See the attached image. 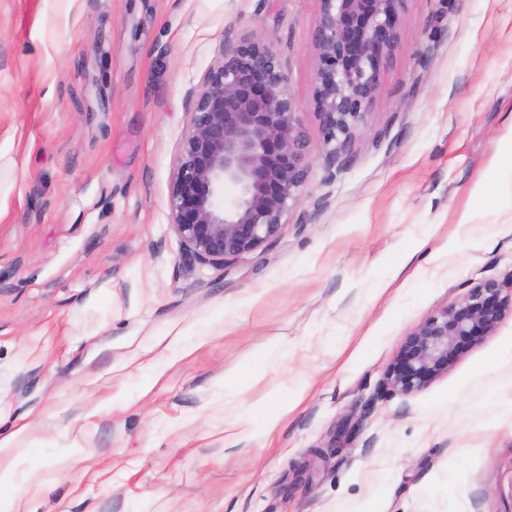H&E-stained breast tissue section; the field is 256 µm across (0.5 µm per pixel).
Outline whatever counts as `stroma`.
Here are the masks:
<instances>
[{
    "mask_svg": "<svg viewBox=\"0 0 512 512\" xmlns=\"http://www.w3.org/2000/svg\"><path fill=\"white\" fill-rule=\"evenodd\" d=\"M318 10L0 0V432L18 434L0 462L19 512H512V316L427 387L386 381L431 314L512 275V199L472 192L512 141V0H407L330 182ZM243 34L279 55L315 160L280 235L220 268L186 260L169 189L193 93Z\"/></svg>",
    "mask_w": 512,
    "mask_h": 512,
    "instance_id": "35a3bbf8",
    "label": "stroma"
}]
</instances>
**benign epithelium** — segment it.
Wrapping results in <instances>:
<instances>
[{"mask_svg":"<svg viewBox=\"0 0 512 512\" xmlns=\"http://www.w3.org/2000/svg\"><path fill=\"white\" fill-rule=\"evenodd\" d=\"M310 41L313 109L323 135L327 179L368 126L381 92V66L402 40L407 0H318ZM272 45L243 35L222 51L193 103L178 145L169 193L170 224L187 258L225 263L277 237L300 204L312 149ZM238 187L220 209L224 185ZM512 313V285L486 280L429 316L406 337L387 381L404 393L448 373L464 345L494 332Z\"/></svg>","mask_w":512,"mask_h":512,"instance_id":"benign-epithelium-1","label":"benign epithelium"}]
</instances>
